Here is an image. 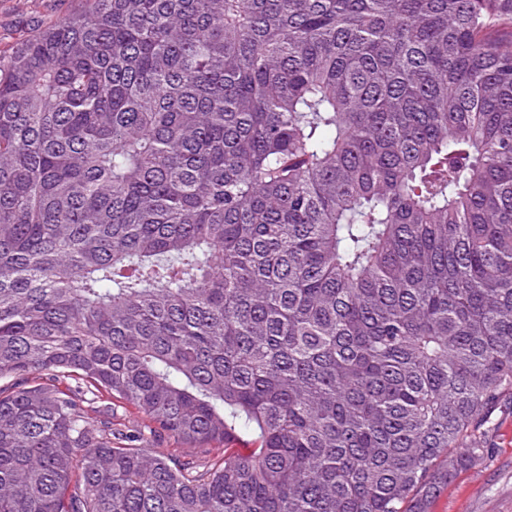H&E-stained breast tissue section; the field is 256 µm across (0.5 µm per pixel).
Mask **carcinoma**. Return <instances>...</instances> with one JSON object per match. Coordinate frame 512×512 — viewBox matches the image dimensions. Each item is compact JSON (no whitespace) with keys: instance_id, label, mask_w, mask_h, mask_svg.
I'll return each mask as SVG.
<instances>
[{"instance_id":"carcinoma-1","label":"carcinoma","mask_w":512,"mask_h":512,"mask_svg":"<svg viewBox=\"0 0 512 512\" xmlns=\"http://www.w3.org/2000/svg\"><path fill=\"white\" fill-rule=\"evenodd\" d=\"M504 25L81 0L0 54V512H430L512 392Z\"/></svg>"}]
</instances>
